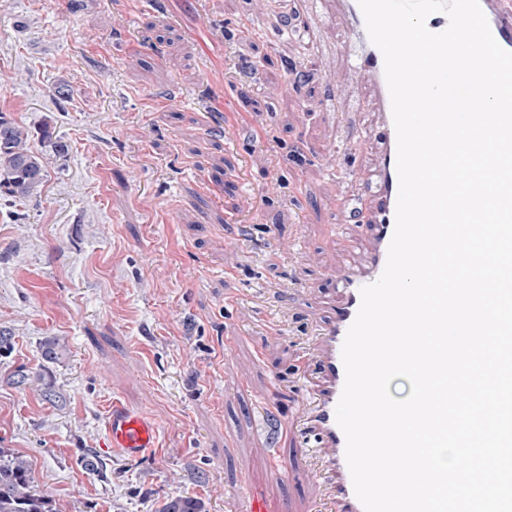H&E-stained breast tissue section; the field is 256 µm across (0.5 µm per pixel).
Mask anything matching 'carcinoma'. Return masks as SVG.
Here are the masks:
<instances>
[{
  "label": "carcinoma",
  "instance_id": "cac0c4a2",
  "mask_svg": "<svg viewBox=\"0 0 512 512\" xmlns=\"http://www.w3.org/2000/svg\"><path fill=\"white\" fill-rule=\"evenodd\" d=\"M0 128V187L16 198H30L44 183V157L29 146L24 127L1 115ZM0 512H60L55 500L34 490L27 460L8 448H0ZM159 512H201V503L191 496H172Z\"/></svg>",
  "mask_w": 512,
  "mask_h": 512
}]
</instances>
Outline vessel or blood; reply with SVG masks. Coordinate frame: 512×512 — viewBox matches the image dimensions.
Returning <instances> with one entry per match:
<instances>
[{
    "label": "vessel or blood",
    "instance_id": "b4317fda",
    "mask_svg": "<svg viewBox=\"0 0 512 512\" xmlns=\"http://www.w3.org/2000/svg\"><path fill=\"white\" fill-rule=\"evenodd\" d=\"M317 6L342 17V52L353 71L366 78L370 86L368 111L377 162L358 192L339 203L341 210L349 209L359 216L346 243L348 252L354 255L362 240L368 248L363 258L354 256L337 278L335 296L326 304L330 318L315 338L316 373L308 392L304 429L318 450L319 461L308 473L323 486L330 512H364L354 492L345 456L346 438L336 422L335 410L345 382L342 345L361 304L360 290L382 274L395 228L397 140L384 58L368 36L358 0H317ZM480 6L498 44L512 51V0H480ZM106 436L109 448L129 457L147 453L157 445L155 425L117 404L109 413ZM247 512H288V505L272 502L263 491L254 489L247 494Z\"/></svg>",
    "mask_w": 512,
    "mask_h": 512
}]
</instances>
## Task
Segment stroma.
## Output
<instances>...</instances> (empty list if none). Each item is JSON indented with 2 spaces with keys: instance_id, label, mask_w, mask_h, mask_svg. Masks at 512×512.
<instances>
[{
  "instance_id": "stroma-1",
  "label": "stroma",
  "mask_w": 512,
  "mask_h": 512,
  "mask_svg": "<svg viewBox=\"0 0 512 512\" xmlns=\"http://www.w3.org/2000/svg\"><path fill=\"white\" fill-rule=\"evenodd\" d=\"M312 9L0 0V114L35 150L46 126L69 146L32 198L0 188V448L60 512H159L181 494L246 512L253 486L322 512L300 466L296 361L348 259L338 201L376 153L359 137L365 82L334 51L340 24L299 33ZM320 60L345 77L334 117ZM315 143L354 175H329ZM115 402L156 422L158 448H105Z\"/></svg>"
}]
</instances>
